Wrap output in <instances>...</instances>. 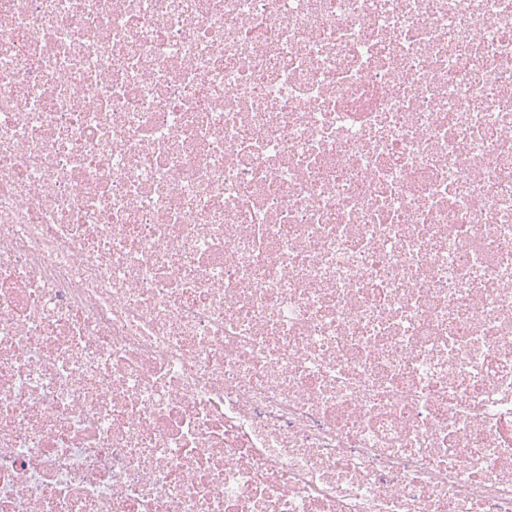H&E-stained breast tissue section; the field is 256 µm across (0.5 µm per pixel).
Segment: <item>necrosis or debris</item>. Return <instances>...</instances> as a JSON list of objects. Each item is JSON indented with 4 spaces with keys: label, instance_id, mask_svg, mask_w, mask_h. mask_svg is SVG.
Listing matches in <instances>:
<instances>
[{
    "label": "necrosis or debris",
    "instance_id": "necrosis-or-debris-1",
    "mask_svg": "<svg viewBox=\"0 0 512 512\" xmlns=\"http://www.w3.org/2000/svg\"><path fill=\"white\" fill-rule=\"evenodd\" d=\"M0 512H512V0H0Z\"/></svg>",
    "mask_w": 512,
    "mask_h": 512
}]
</instances>
